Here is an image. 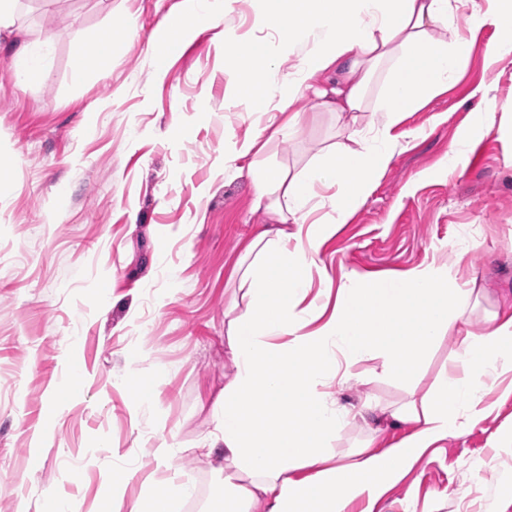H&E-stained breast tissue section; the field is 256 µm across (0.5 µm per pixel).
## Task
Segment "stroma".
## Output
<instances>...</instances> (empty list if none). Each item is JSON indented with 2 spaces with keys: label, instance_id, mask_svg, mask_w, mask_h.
Returning <instances> with one entry per match:
<instances>
[{
  "label": "stroma",
  "instance_id": "35a3bbf8",
  "mask_svg": "<svg viewBox=\"0 0 512 512\" xmlns=\"http://www.w3.org/2000/svg\"><path fill=\"white\" fill-rule=\"evenodd\" d=\"M183 0H21L18 25L48 41L49 56L26 91L13 48L0 45V512H42L52 491L71 512H101L114 459L138 468L126 501L180 474L196 494L179 512H204L221 481L196 453L213 428L212 406L231 372L230 318L246 301L233 271L267 216L255 204L253 157L224 153L254 136L266 115L249 111L240 58L274 51L258 19L277 0H224V21L191 30L157 72L149 43ZM454 20L475 47L445 93L406 113L401 143L358 211L320 248L313 292L356 273L384 277L435 262L449 278L477 276L491 301L512 307V54L488 61L499 31ZM112 28L122 55L102 76L71 79L76 43ZM237 38L238 50L225 48ZM499 123L480 126L486 97ZM296 107L299 136L272 139L264 154L300 169L335 142L333 114ZM464 142L483 166L446 172ZM367 360L340 403L402 401L405 387L367 380ZM155 384L149 407L130 374ZM490 411L449 434L391 485L383 512H512V373L485 379ZM186 449L158 466L160 443Z\"/></svg>",
  "mask_w": 512,
  "mask_h": 512
}]
</instances>
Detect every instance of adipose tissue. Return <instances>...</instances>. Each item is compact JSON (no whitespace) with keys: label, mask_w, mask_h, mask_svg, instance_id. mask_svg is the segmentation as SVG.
<instances>
[{"label":"adipose tissue","mask_w":512,"mask_h":512,"mask_svg":"<svg viewBox=\"0 0 512 512\" xmlns=\"http://www.w3.org/2000/svg\"><path fill=\"white\" fill-rule=\"evenodd\" d=\"M285 2L279 17H264L262 23L277 31L281 48H298L302 55L276 88L271 85L274 57L261 54L248 62L249 109L278 113L280 131L297 133L303 115L293 103L309 94L319 111L335 113L342 139L318 149L313 162L298 172L268 169L255 181L256 202L270 222L247 247L253 261L237 272L248 303L227 325L231 375L202 444L223 477L206 512H349L359 498L373 510L406 466L448 434L484 417L475 392L485 375L512 372V312L483 309L484 330L472 335L469 305L481 290L473 278L449 282L445 267L432 264L393 278L349 276L337 287L327 316L309 298L322 240L348 222L392 160L398 146L392 127L403 113L446 90L470 55L473 44L454 27L455 13L468 5L471 25L499 27V40L485 49L486 57L497 59L512 53V0ZM16 3L0 0V38L16 46L13 68L23 89L41 57L15 27ZM223 19L224 0H186L167 23L184 32ZM124 47V39L108 30L92 46L78 44L73 81L83 82L101 59L121 55ZM381 70L387 74L375 106L381 122L368 137L357 114ZM322 75L334 76V84L316 85ZM323 186L336 189L326 200L330 217L308 223ZM308 318L316 322L309 331L303 328ZM453 334L460 338L457 357L430 387L417 391L425 357ZM370 359L379 360L382 377L410 386L406 401L347 405L332 397L329 386L344 384L355 365ZM358 423L369 429V437L347 462L334 463L333 442ZM387 427L405 434L378 447ZM130 476V470L114 467L108 512H175L195 493L191 483L173 479L163 493L128 504L122 486Z\"/></svg>","instance_id":"1"}]
</instances>
